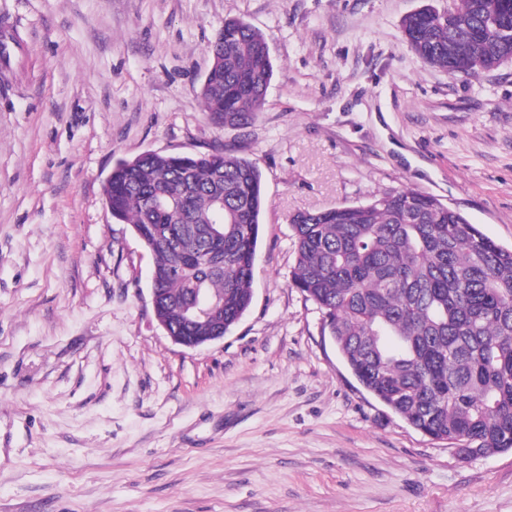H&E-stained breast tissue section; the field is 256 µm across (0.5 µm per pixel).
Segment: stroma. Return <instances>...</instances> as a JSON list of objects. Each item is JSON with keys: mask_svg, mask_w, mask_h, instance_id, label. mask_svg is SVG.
Returning a JSON list of instances; mask_svg holds the SVG:
<instances>
[{"mask_svg": "<svg viewBox=\"0 0 512 512\" xmlns=\"http://www.w3.org/2000/svg\"><path fill=\"white\" fill-rule=\"evenodd\" d=\"M448 0H0V512H512V450L467 460L348 370L291 288L292 217L410 188L512 249V61L421 60L401 21ZM274 75L251 127L195 90L225 19ZM231 152L265 206L253 301L189 349L102 186L143 152Z\"/></svg>", "mask_w": 512, "mask_h": 512, "instance_id": "1", "label": "stroma"}]
</instances>
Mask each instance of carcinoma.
<instances>
[{"label": "carcinoma", "mask_w": 512, "mask_h": 512, "mask_svg": "<svg viewBox=\"0 0 512 512\" xmlns=\"http://www.w3.org/2000/svg\"><path fill=\"white\" fill-rule=\"evenodd\" d=\"M456 0L467 33L427 7L403 34L427 64L466 76L512 58V0ZM198 95L210 122L245 128L273 77L268 43L226 19L209 43ZM112 220L153 255L157 318L177 336L228 332L252 302L264 211L262 173L232 153L146 152L118 160L103 186ZM224 228L220 266L200 261L203 229ZM291 287L322 315L352 374L419 432L483 455L512 450V250L460 211L413 189L293 216ZM217 299L209 319L186 318L190 289Z\"/></svg>", "instance_id": "cac0c4a2"}]
</instances>
